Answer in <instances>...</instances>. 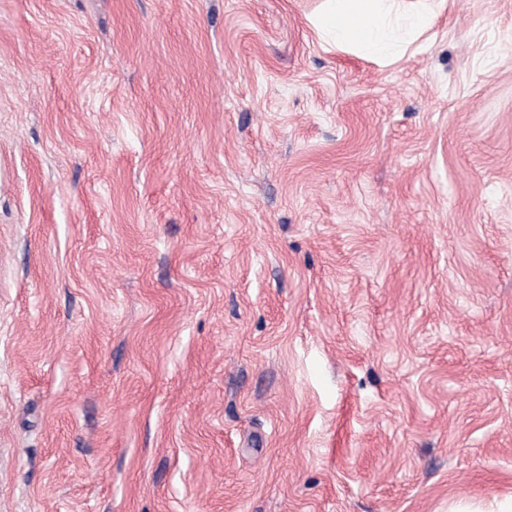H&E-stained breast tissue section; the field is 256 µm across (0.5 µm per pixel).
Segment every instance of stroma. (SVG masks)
Returning <instances> with one entry per match:
<instances>
[{"mask_svg": "<svg viewBox=\"0 0 512 512\" xmlns=\"http://www.w3.org/2000/svg\"><path fill=\"white\" fill-rule=\"evenodd\" d=\"M321 4L0 0V512H512V0ZM413 0H323L312 19L318 33L340 50H351L387 62L403 53L409 38L432 26L433 15Z\"/></svg>", "mask_w": 512, "mask_h": 512, "instance_id": "stroma-1", "label": "stroma"}]
</instances>
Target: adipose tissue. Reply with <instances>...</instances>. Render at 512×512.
Segmentation results:
<instances>
[{"instance_id":"obj_1","label":"adipose tissue","mask_w":512,"mask_h":512,"mask_svg":"<svg viewBox=\"0 0 512 512\" xmlns=\"http://www.w3.org/2000/svg\"><path fill=\"white\" fill-rule=\"evenodd\" d=\"M432 13L402 0H323L313 25L340 50L386 62L403 53L410 38L428 30Z\"/></svg>"}]
</instances>
